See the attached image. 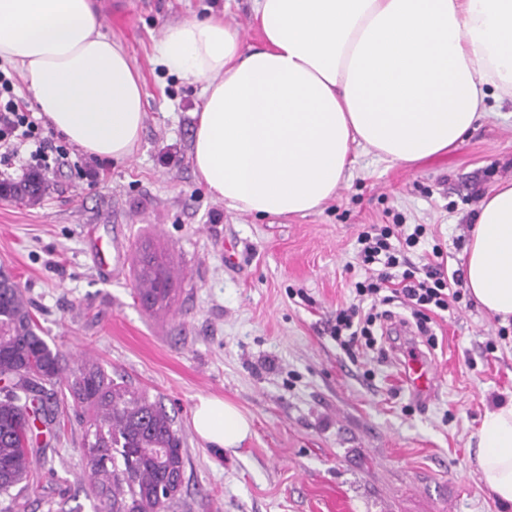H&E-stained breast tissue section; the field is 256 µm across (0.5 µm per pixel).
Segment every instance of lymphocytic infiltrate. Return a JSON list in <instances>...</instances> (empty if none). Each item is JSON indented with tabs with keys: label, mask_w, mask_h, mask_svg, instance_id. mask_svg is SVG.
<instances>
[{
	"label": "lymphocytic infiltrate",
	"mask_w": 512,
	"mask_h": 512,
	"mask_svg": "<svg viewBox=\"0 0 512 512\" xmlns=\"http://www.w3.org/2000/svg\"><path fill=\"white\" fill-rule=\"evenodd\" d=\"M30 146L28 166L52 172L66 148L43 137L23 101L17 97L9 79L0 76V161L17 158L22 146ZM426 233L425 225H415L404 233L397 224H371L357 237L356 259L366 276L355 284V301L338 309L330 328L337 346L349 356L373 349L376 338L372 328L389 318V311L377 310L381 291L391 283L394 268H401L399 293L411 311L420 334H429L432 313L460 309L463 299L459 272L445 270L440 250H433L434 260L425 268L409 265L406 255L416 248Z\"/></svg>",
	"instance_id": "obj_1"
}]
</instances>
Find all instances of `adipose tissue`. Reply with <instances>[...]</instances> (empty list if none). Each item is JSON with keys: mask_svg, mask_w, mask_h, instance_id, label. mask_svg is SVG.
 Masks as SVG:
<instances>
[{"mask_svg": "<svg viewBox=\"0 0 512 512\" xmlns=\"http://www.w3.org/2000/svg\"><path fill=\"white\" fill-rule=\"evenodd\" d=\"M262 45L245 46L222 16L165 25L157 61L202 87L194 173L226 207L306 215L334 198L353 145L407 165L452 149L512 98V0H253ZM0 61L19 67L53 130L89 156L131 158L145 85L102 31L94 0H0ZM465 284L512 322V181L485 194L463 249ZM191 423L215 448H235L250 421L217 396ZM484 487L512 503V401L477 432Z\"/></svg>", "mask_w": 512, "mask_h": 512, "instance_id": "adipose-tissue-1", "label": "adipose tissue"}]
</instances>
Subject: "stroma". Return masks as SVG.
I'll return each mask as SVG.
<instances>
[{"mask_svg":"<svg viewBox=\"0 0 512 512\" xmlns=\"http://www.w3.org/2000/svg\"><path fill=\"white\" fill-rule=\"evenodd\" d=\"M103 31L145 82L134 155L95 159L77 146L34 204L0 199V268L23 290L67 364L100 362L160 395L184 438L181 495L169 512H512L470 457L484 413L512 400V326L476 302L433 316L429 403L406 388L399 359L411 321L400 300L375 327L377 348L352 359L330 336L363 274L358 234L371 224H423L410 259L440 247L460 268L481 198L512 180V100L489 111L448 153L413 166L354 148V167L320 211L259 217L227 208L194 174L190 149L201 87L156 61L164 26L223 15L248 45L262 38L252 0H97ZM181 271L169 309L134 296L137 249ZM496 350H488V342ZM218 395L252 422L237 448L203 443L199 397ZM81 409L65 403L33 454L25 512H96L82 454Z\"/></svg>","mask_w":512,"mask_h":512,"instance_id":"stroma-1","label":"stroma"}]
</instances>
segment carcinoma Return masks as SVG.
<instances>
[{
  "mask_svg": "<svg viewBox=\"0 0 512 512\" xmlns=\"http://www.w3.org/2000/svg\"><path fill=\"white\" fill-rule=\"evenodd\" d=\"M48 181L38 173L1 184L0 197L38 201ZM177 271L149 247L136 259V296L148 311L167 308ZM18 285L0 272V494L20 506L29 488V435L47 423L46 386L65 384L91 409L82 452L101 512H168L182 491L183 437L158 396L112 379L98 363L65 364L41 336Z\"/></svg>",
  "mask_w": 512,
  "mask_h": 512,
  "instance_id": "obj_1",
  "label": "carcinoma"
}]
</instances>
